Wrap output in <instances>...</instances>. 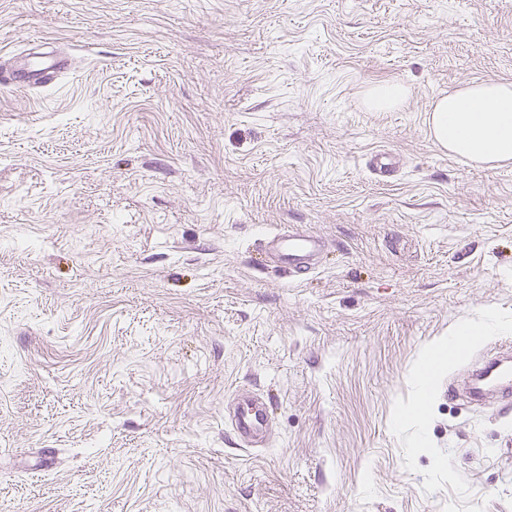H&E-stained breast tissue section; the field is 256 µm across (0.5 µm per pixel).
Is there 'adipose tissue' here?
I'll list each match as a JSON object with an SVG mask.
<instances>
[{
  "instance_id": "obj_1",
  "label": "adipose tissue",
  "mask_w": 512,
  "mask_h": 512,
  "mask_svg": "<svg viewBox=\"0 0 512 512\" xmlns=\"http://www.w3.org/2000/svg\"><path fill=\"white\" fill-rule=\"evenodd\" d=\"M430 126L440 148L498 168L512 164V82L477 81L436 99Z\"/></svg>"
}]
</instances>
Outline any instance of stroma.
Returning a JSON list of instances; mask_svg holds the SVG:
<instances>
[{
  "mask_svg": "<svg viewBox=\"0 0 512 512\" xmlns=\"http://www.w3.org/2000/svg\"><path fill=\"white\" fill-rule=\"evenodd\" d=\"M48 42L64 74L0 90V512H512V412L432 389L397 422L429 350L512 319V166L428 123L512 81V0H0L1 63ZM282 224L318 272L256 265ZM406 90L399 86H375L368 90L367 105L375 112H386L398 106L405 98ZM398 166L399 160L397 157L386 151L372 153L366 161L368 170L381 181L392 177ZM224 412L231 420L236 445L253 450L268 442L270 413L261 396L249 391L237 392L224 404Z\"/></svg>",
  "mask_w": 512,
  "mask_h": 512,
  "instance_id": "1",
  "label": "stroma"
}]
</instances>
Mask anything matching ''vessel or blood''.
I'll use <instances>...</instances> for the list:
<instances>
[{
	"mask_svg": "<svg viewBox=\"0 0 512 512\" xmlns=\"http://www.w3.org/2000/svg\"><path fill=\"white\" fill-rule=\"evenodd\" d=\"M65 57L55 52L40 54L23 74H9L0 79L5 89L41 86L63 72ZM368 170L379 179L392 177L399 166L397 157L389 152H375L366 161ZM328 246L327 239L299 225H282L265 236L257 247L261 265L288 269L294 276L314 273L322 266ZM469 389L471 398L496 399L502 408L512 407V347L503 345L482 353ZM231 420V430L238 446L251 450L261 448L269 440L270 413L266 401L258 394L241 391L224 405Z\"/></svg>",
	"mask_w": 512,
	"mask_h": 512,
	"instance_id": "vessel-or-blood-1",
	"label": "vessel or blood"
}]
</instances>
